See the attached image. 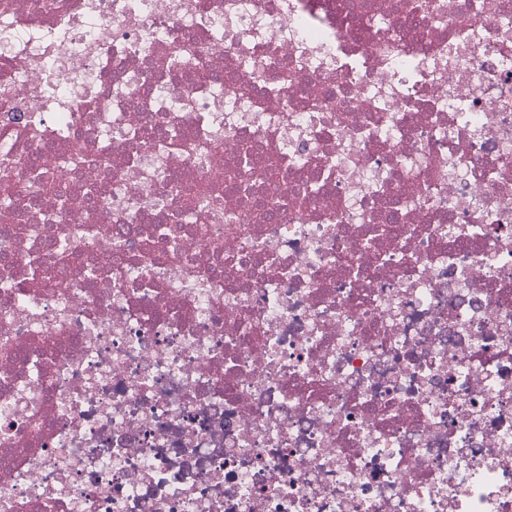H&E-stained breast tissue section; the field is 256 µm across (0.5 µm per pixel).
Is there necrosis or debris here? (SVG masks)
Listing matches in <instances>:
<instances>
[{
    "mask_svg": "<svg viewBox=\"0 0 512 512\" xmlns=\"http://www.w3.org/2000/svg\"><path fill=\"white\" fill-rule=\"evenodd\" d=\"M0 512H512V0H0Z\"/></svg>",
    "mask_w": 512,
    "mask_h": 512,
    "instance_id": "4bbe7bcc",
    "label": "necrosis or debris"
}]
</instances>
